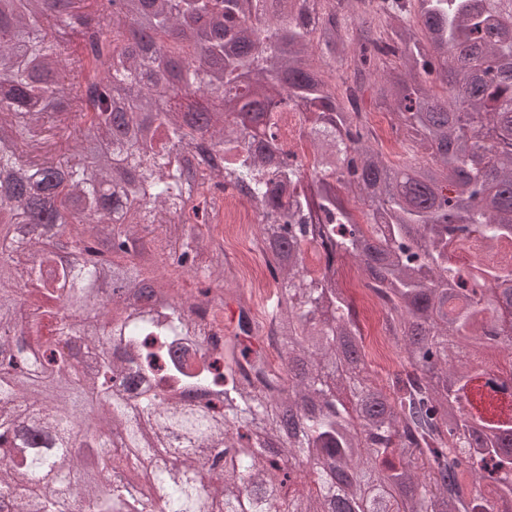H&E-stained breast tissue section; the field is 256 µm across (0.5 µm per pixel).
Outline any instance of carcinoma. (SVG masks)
<instances>
[{
	"label": "carcinoma",
	"instance_id": "cac0c4a2",
	"mask_svg": "<svg viewBox=\"0 0 512 512\" xmlns=\"http://www.w3.org/2000/svg\"><path fill=\"white\" fill-rule=\"evenodd\" d=\"M368 93L430 161L385 159ZM1 175L0 512H512V417L470 387L512 355V0H0ZM226 177L280 288L279 370L242 302L207 343L237 281ZM347 257L400 352L382 380Z\"/></svg>",
	"mask_w": 512,
	"mask_h": 512
}]
</instances>
